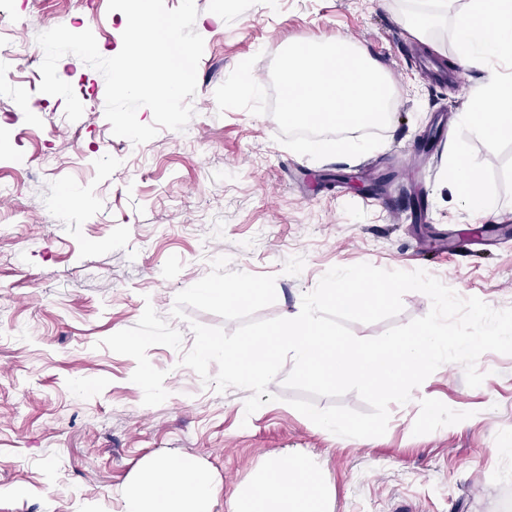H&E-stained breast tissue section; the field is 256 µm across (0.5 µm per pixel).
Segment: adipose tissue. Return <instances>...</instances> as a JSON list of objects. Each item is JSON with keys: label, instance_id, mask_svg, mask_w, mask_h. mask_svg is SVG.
<instances>
[{"label": "adipose tissue", "instance_id": "obj_1", "mask_svg": "<svg viewBox=\"0 0 512 512\" xmlns=\"http://www.w3.org/2000/svg\"><path fill=\"white\" fill-rule=\"evenodd\" d=\"M318 473L307 462L291 459L272 464L257 480L237 512H327L317 490ZM217 494L186 462L158 459L151 475L123 495V512H184L187 506L210 512Z\"/></svg>", "mask_w": 512, "mask_h": 512}]
</instances>
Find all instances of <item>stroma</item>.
<instances>
[{"label": "stroma", "mask_w": 512, "mask_h": 512, "mask_svg": "<svg viewBox=\"0 0 512 512\" xmlns=\"http://www.w3.org/2000/svg\"><path fill=\"white\" fill-rule=\"evenodd\" d=\"M82 0H0V42L35 43L71 26ZM100 53L122 48L124 15L96 0ZM204 39L194 115L133 144L106 120L103 75L73 55L57 65L84 107L40 92L39 64L0 69V512H121V492L157 458L182 459L220 484L212 512H234L274 462L295 456L319 473L330 512H498L512 496V355L483 353L479 387L446 363L389 408L386 433L332 434L275 399L245 415L250 392H216L179 363L190 321L233 332L221 317L171 315L176 294L213 259L276 278L262 319L299 314L304 294L332 267L368 263L422 269L460 297L512 307V149L475 143L498 173L493 211L477 218L442 182L454 131L493 68L462 67L444 33L405 29L401 0H195ZM341 35L381 63L396 105L383 142L355 157L315 160L280 144L271 115L218 112L216 89L245 59L271 81L273 56L293 42ZM31 158L8 168V153ZM371 178L354 193L357 175ZM182 334L181 350L149 348L167 399L142 403L133 358L100 342L133 327L145 306ZM410 291L392 322L355 323L372 338L426 315Z\"/></svg>", "instance_id": "35a3bbf8"}]
</instances>
